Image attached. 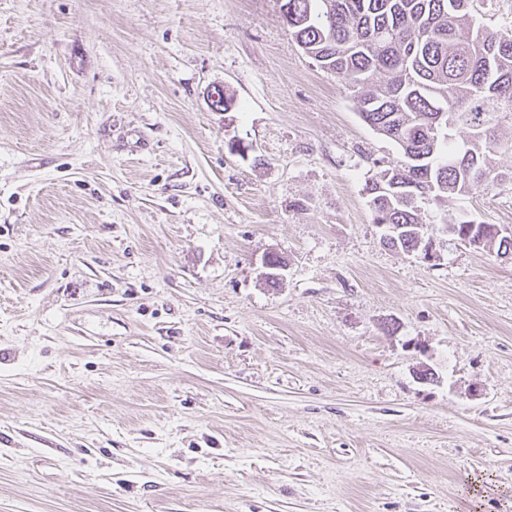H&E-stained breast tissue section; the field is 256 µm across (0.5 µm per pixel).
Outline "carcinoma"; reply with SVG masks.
<instances>
[{
	"label": "carcinoma",
	"instance_id": "cac0c4a2",
	"mask_svg": "<svg viewBox=\"0 0 512 512\" xmlns=\"http://www.w3.org/2000/svg\"><path fill=\"white\" fill-rule=\"evenodd\" d=\"M280 2L298 45L349 83L364 121L403 155L366 187L375 223L396 229L385 245L414 248L427 196L449 203L512 183V169L491 163L512 150V34L481 25L474 0ZM444 223L461 244L497 233L450 211Z\"/></svg>",
	"mask_w": 512,
	"mask_h": 512
}]
</instances>
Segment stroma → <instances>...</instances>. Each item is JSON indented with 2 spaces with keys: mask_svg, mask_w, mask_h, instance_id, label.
<instances>
[{
  "mask_svg": "<svg viewBox=\"0 0 512 512\" xmlns=\"http://www.w3.org/2000/svg\"><path fill=\"white\" fill-rule=\"evenodd\" d=\"M400 159L278 0H0V512H512V258L443 223L512 184L426 261Z\"/></svg>",
  "mask_w": 512,
  "mask_h": 512,
  "instance_id": "obj_1",
  "label": "stroma"
}]
</instances>
